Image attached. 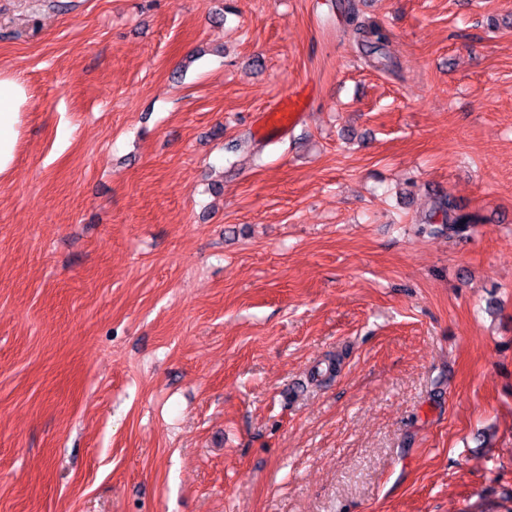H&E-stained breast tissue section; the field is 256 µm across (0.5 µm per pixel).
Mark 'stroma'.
<instances>
[{
	"mask_svg": "<svg viewBox=\"0 0 512 512\" xmlns=\"http://www.w3.org/2000/svg\"><path fill=\"white\" fill-rule=\"evenodd\" d=\"M0 70V512L512 507V0H0ZM27 90L14 73L0 70V176L9 174L18 145ZM306 105V96L300 90L288 93L279 105L256 115L254 128L257 133L269 137L296 123ZM434 209L435 213L442 214V223L448 230L457 234L465 232L471 224L476 223L475 216L460 213L458 206L449 196L438 198L434 203Z\"/></svg>",
	"mask_w": 512,
	"mask_h": 512,
	"instance_id": "35a3bbf8",
	"label": "stroma"
}]
</instances>
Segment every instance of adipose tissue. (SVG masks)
Instances as JSON below:
<instances>
[{
	"label": "adipose tissue",
	"instance_id": "1",
	"mask_svg": "<svg viewBox=\"0 0 512 512\" xmlns=\"http://www.w3.org/2000/svg\"><path fill=\"white\" fill-rule=\"evenodd\" d=\"M27 90L14 73L0 70V176L9 174L18 145Z\"/></svg>",
	"mask_w": 512,
	"mask_h": 512
}]
</instances>
